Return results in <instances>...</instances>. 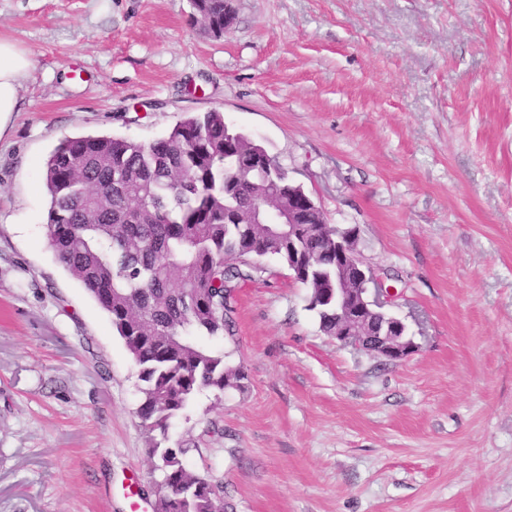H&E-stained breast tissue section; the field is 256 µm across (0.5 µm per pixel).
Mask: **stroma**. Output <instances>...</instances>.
Instances as JSON below:
<instances>
[{"mask_svg": "<svg viewBox=\"0 0 512 512\" xmlns=\"http://www.w3.org/2000/svg\"><path fill=\"white\" fill-rule=\"evenodd\" d=\"M0 0L35 62L0 133V512H130L159 475L137 370L57 261L45 161L223 112L357 251L417 345L324 335L276 261L236 290L225 360L169 445L227 512H512V0ZM224 0H191L193 13L192 21L198 23L209 34L214 37L224 35L234 19V13L227 2V9L224 13Z\"/></svg>", "mask_w": 512, "mask_h": 512, "instance_id": "obj_1", "label": "stroma"}]
</instances>
